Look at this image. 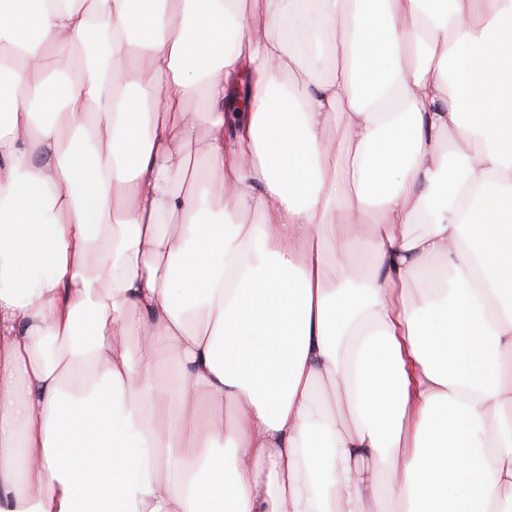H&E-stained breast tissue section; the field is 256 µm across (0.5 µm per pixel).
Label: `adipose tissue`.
I'll return each instance as SVG.
<instances>
[{
	"mask_svg": "<svg viewBox=\"0 0 512 512\" xmlns=\"http://www.w3.org/2000/svg\"><path fill=\"white\" fill-rule=\"evenodd\" d=\"M0 69V512H512V0H0Z\"/></svg>",
	"mask_w": 512,
	"mask_h": 512,
	"instance_id": "1",
	"label": "adipose tissue"
}]
</instances>
